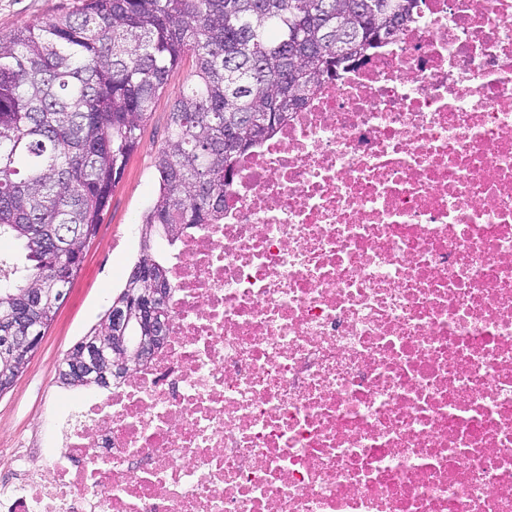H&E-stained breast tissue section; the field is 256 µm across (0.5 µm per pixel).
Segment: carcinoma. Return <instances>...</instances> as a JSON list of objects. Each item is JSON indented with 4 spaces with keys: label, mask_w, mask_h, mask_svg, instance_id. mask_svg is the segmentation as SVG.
Masks as SVG:
<instances>
[{
    "label": "carcinoma",
    "mask_w": 512,
    "mask_h": 512,
    "mask_svg": "<svg viewBox=\"0 0 512 512\" xmlns=\"http://www.w3.org/2000/svg\"><path fill=\"white\" fill-rule=\"evenodd\" d=\"M421 0H83L0 34V329L13 295L80 270L157 95L169 112L136 260L168 278L158 241L224 220V181L311 90L396 36ZM23 369L0 356V383Z\"/></svg>",
    "instance_id": "1"
}]
</instances>
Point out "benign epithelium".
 <instances>
[{
    "label": "benign epithelium",
    "instance_id": "obj_1",
    "mask_svg": "<svg viewBox=\"0 0 512 512\" xmlns=\"http://www.w3.org/2000/svg\"><path fill=\"white\" fill-rule=\"evenodd\" d=\"M132 275L150 283L151 288L140 295L130 297L123 307L112 310V322L117 328L120 324L135 319L142 327V336L131 343L120 332L115 331L112 336L102 338L94 345L88 344L84 339L78 341L71 349L72 358L69 360L75 374H81L83 367L103 356L110 363L112 379H124L131 374V364L148 361L158 342L162 340L168 321L157 317L156 305L167 297V290L160 287V282L155 279L151 262L148 260L134 268ZM65 294L64 288L29 289L23 307L17 312V321L22 324L28 323L32 312L42 308L43 304L51 299L62 301ZM43 337V328L37 326L28 328L24 336H16L9 329L0 337V348L13 362L25 366L41 345Z\"/></svg>",
    "mask_w": 512,
    "mask_h": 512
}]
</instances>
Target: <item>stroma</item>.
Listing matches in <instances>:
<instances>
[{"mask_svg":"<svg viewBox=\"0 0 512 512\" xmlns=\"http://www.w3.org/2000/svg\"><path fill=\"white\" fill-rule=\"evenodd\" d=\"M82 0H0V32L75 11ZM178 83L156 98L95 238L45 338L14 386L0 395V483L18 478L15 447L32 456L52 447L60 424V404L68 399H106V389L68 388L58 381L61 362L71 348L95 327L121 291L136 259L141 217L151 205L159 174L155 155L167 136L168 115Z\"/></svg>","mask_w":512,"mask_h":512,"instance_id":"1","label":"stroma"}]
</instances>
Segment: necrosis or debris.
Returning a JSON list of instances; mask_svg holds the SVG:
<instances>
[{"label": "necrosis or debris", "mask_w": 512, "mask_h": 512, "mask_svg": "<svg viewBox=\"0 0 512 512\" xmlns=\"http://www.w3.org/2000/svg\"><path fill=\"white\" fill-rule=\"evenodd\" d=\"M169 284L0 512H512V0H424L318 86Z\"/></svg>", "instance_id": "1"}]
</instances>
